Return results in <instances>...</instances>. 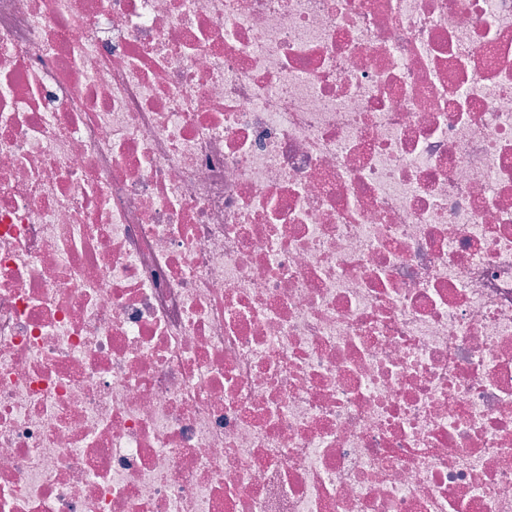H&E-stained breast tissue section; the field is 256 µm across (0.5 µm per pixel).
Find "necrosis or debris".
Masks as SVG:
<instances>
[{
    "instance_id": "obj_1",
    "label": "necrosis or debris",
    "mask_w": 512,
    "mask_h": 512,
    "mask_svg": "<svg viewBox=\"0 0 512 512\" xmlns=\"http://www.w3.org/2000/svg\"><path fill=\"white\" fill-rule=\"evenodd\" d=\"M0 512H512V0H0Z\"/></svg>"
}]
</instances>
